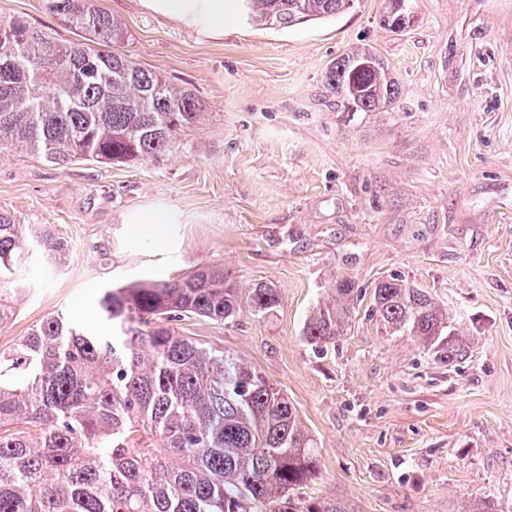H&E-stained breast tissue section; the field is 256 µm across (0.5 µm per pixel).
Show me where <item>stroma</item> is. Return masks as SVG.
Returning a JSON list of instances; mask_svg holds the SVG:
<instances>
[{"label":"stroma","instance_id":"1","mask_svg":"<svg viewBox=\"0 0 512 512\" xmlns=\"http://www.w3.org/2000/svg\"><path fill=\"white\" fill-rule=\"evenodd\" d=\"M128 30L125 54L190 89L208 114L158 157L59 168L0 145V213L71 254L17 268L29 293L0 326L10 350L54 311L101 324L103 287L172 281L220 266L240 290L266 283L280 303L234 321L185 317L181 335L232 351L282 389L315 442L318 477L297 506L346 512H512V0H413L414 22L384 30V0L285 31L245 7L223 37L96 0ZM56 42L77 40L44 0H0ZM374 46L398 77L393 112L337 111L332 62ZM167 208L168 242H135L128 215ZM360 288L346 333L308 344L304 321L336 277ZM399 277L452 310L476 341L455 365L383 333L373 290Z\"/></svg>","mask_w":512,"mask_h":512}]
</instances>
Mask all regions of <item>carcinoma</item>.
<instances>
[{"instance_id":"cac0c4a2","label":"carcinoma","mask_w":512,"mask_h":512,"mask_svg":"<svg viewBox=\"0 0 512 512\" xmlns=\"http://www.w3.org/2000/svg\"><path fill=\"white\" fill-rule=\"evenodd\" d=\"M260 29L328 20L346 0H243ZM84 35L60 44L20 20L0 23V144L59 167L75 161L129 163L166 152L204 118L203 104L131 58L108 50L128 31L93 0H45ZM410 0H385L379 24L393 33ZM339 112H393L400 83L370 45L336 59L325 75ZM32 245L57 267L66 241ZM22 245L0 214V326L27 293L16 273ZM357 292L338 278L315 306L303 336L318 347L349 324ZM279 306L275 289L241 295L224 270L175 282L102 289L103 330L61 312L47 315L15 347L0 351V512H297L288 491L317 474L311 439L295 406L230 352L179 335L185 315L231 320ZM372 310L384 332L419 340L434 361L465 357L472 337L427 291L380 281ZM25 423L35 428L14 430Z\"/></svg>"}]
</instances>
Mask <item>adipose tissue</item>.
<instances>
[{
	"label": "adipose tissue",
	"mask_w": 512,
	"mask_h": 512,
	"mask_svg": "<svg viewBox=\"0 0 512 512\" xmlns=\"http://www.w3.org/2000/svg\"><path fill=\"white\" fill-rule=\"evenodd\" d=\"M235 0H143L150 11L169 17L206 34H220L232 15ZM170 211L148 206L132 213L128 222L135 240L155 248L167 243L166 224L172 223Z\"/></svg>",
	"instance_id": "ef3b65f1"
}]
</instances>
